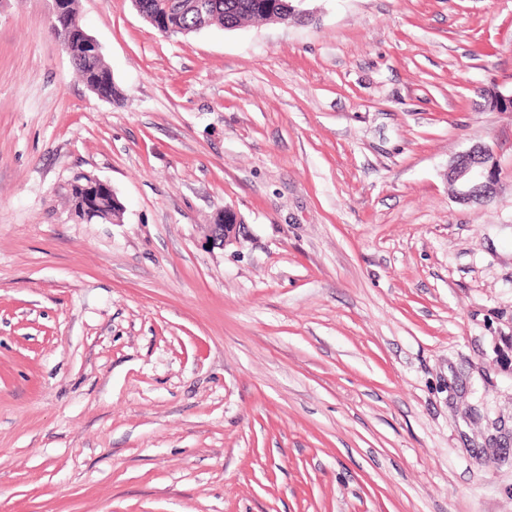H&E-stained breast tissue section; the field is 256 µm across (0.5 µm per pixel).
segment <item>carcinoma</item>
I'll return each mask as SVG.
<instances>
[{
  "mask_svg": "<svg viewBox=\"0 0 512 512\" xmlns=\"http://www.w3.org/2000/svg\"><path fill=\"white\" fill-rule=\"evenodd\" d=\"M197 0H135V5L154 22L160 32L170 27H180L186 33H195L214 26L231 29L252 20L287 23L302 17L294 10L295 0H202L206 7L198 10ZM52 30L66 44L73 67L83 81L94 87L97 95L112 100L116 86L110 68L102 55L94 54L84 41L71 34L58 21H53ZM97 210L109 216L114 223L120 220L124 206L112 196L104 195Z\"/></svg>",
  "mask_w": 512,
  "mask_h": 512,
  "instance_id": "carcinoma-1",
  "label": "carcinoma"
}]
</instances>
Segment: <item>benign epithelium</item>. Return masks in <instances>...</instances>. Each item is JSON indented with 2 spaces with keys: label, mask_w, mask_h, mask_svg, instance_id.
Returning a JSON list of instances; mask_svg holds the SVG:
<instances>
[{
  "label": "benign epithelium",
  "mask_w": 512,
  "mask_h": 512,
  "mask_svg": "<svg viewBox=\"0 0 512 512\" xmlns=\"http://www.w3.org/2000/svg\"><path fill=\"white\" fill-rule=\"evenodd\" d=\"M495 172L493 152L475 145L456 156L448 166V182L455 187V199L463 205L480 204L488 198ZM241 219L231 209H224V223L212 224V244L225 248L238 243Z\"/></svg>",
  "instance_id": "1"
}]
</instances>
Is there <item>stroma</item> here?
<instances>
[{
    "mask_svg": "<svg viewBox=\"0 0 512 512\" xmlns=\"http://www.w3.org/2000/svg\"><path fill=\"white\" fill-rule=\"evenodd\" d=\"M77 5L112 100L0 0V512H512V0ZM135 5L160 33L169 27H180L186 30L178 34H190L214 26L231 29L240 27L252 20L281 22L301 19L308 15L307 10L294 11L295 0H134ZM133 1V2H134ZM202 1L206 7L201 11L194 6ZM289 4V6H288ZM164 34V33H163ZM495 172L493 152L483 145L472 146L448 166V182L455 187V199L463 205L486 200ZM220 213H224V224H210L209 237L213 245L225 248L238 243L241 219L229 208Z\"/></svg>",
    "mask_w": 512,
    "mask_h": 512,
    "instance_id": "stroma-1",
    "label": "stroma"
}]
</instances>
